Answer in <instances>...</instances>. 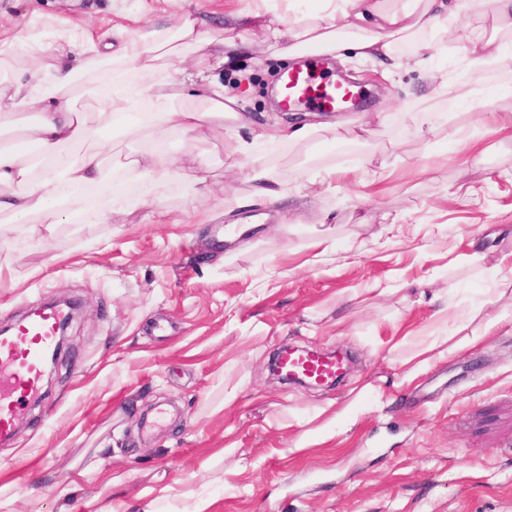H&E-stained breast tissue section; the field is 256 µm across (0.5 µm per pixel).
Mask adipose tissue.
<instances>
[{"instance_id":"obj_1","label":"adipose tissue","mask_w":512,"mask_h":512,"mask_svg":"<svg viewBox=\"0 0 512 512\" xmlns=\"http://www.w3.org/2000/svg\"><path fill=\"white\" fill-rule=\"evenodd\" d=\"M452 12L450 0H414L410 6L399 0H318L317 8L295 22L265 26V48L282 58L302 46L341 55L351 51L391 68L401 63L395 51L399 40L415 39L417 53L431 52L426 32L442 26ZM206 24L203 14L185 11L168 31L138 37L122 26L97 33L58 25L45 34L0 40V55L16 72L10 84L0 83V237L32 222L102 224L120 213L125 200L113 190L112 168L97 148L112 128L122 125L139 133L164 125L177 133L203 134L236 118L233 98L207 78L209 56L199 49ZM46 35L61 44L79 42L83 59L77 67L55 66L26 79ZM186 59L199 81V109L180 105L181 85L172 77L176 64ZM317 132L358 145L373 134L367 123L345 128L330 120L292 121L264 138L302 143ZM235 152L251 183L250 193L235 199L237 209L284 197V182L257 152L255 140L239 139ZM120 170L145 196L174 180L191 190L208 184L203 162H177L160 142L127 158ZM503 321L499 314L469 311L453 329L456 341L439 351V358L474 348Z\"/></svg>"}]
</instances>
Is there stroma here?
Segmentation results:
<instances>
[{
	"mask_svg": "<svg viewBox=\"0 0 512 512\" xmlns=\"http://www.w3.org/2000/svg\"><path fill=\"white\" fill-rule=\"evenodd\" d=\"M250 5L0 0V31L66 22L149 33L196 10L214 42ZM462 34L450 15L431 60L409 55L387 74L353 57L321 65L364 91L344 119H387L350 157L259 140L288 186L254 209L259 231L224 240L225 207L250 191L234 148L279 119L291 62L264 52L254 28L252 54L209 72L247 125L153 132L173 158L207 161L212 192L174 182L108 224H36L0 239V324L53 297L82 308L40 405L0 442V512H191L198 501L207 512H512V325L404 381L412 356L451 333L442 306L512 313V129L499 122L512 90L488 115L431 80L439 69L468 84ZM418 105L438 128L415 125ZM320 237L331 250L313 248ZM285 344L341 346L355 364L334 387L283 385L265 365ZM360 389L354 423L322 440L319 411Z\"/></svg>",
	"mask_w": 512,
	"mask_h": 512,
	"instance_id": "35a3bbf8",
	"label": "stroma"
}]
</instances>
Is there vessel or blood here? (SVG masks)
Returning a JSON list of instances; mask_svg holds the SVG:
<instances>
[{"label": "vessel or blood", "instance_id": "b4317fda", "mask_svg": "<svg viewBox=\"0 0 512 512\" xmlns=\"http://www.w3.org/2000/svg\"><path fill=\"white\" fill-rule=\"evenodd\" d=\"M354 91L331 84L312 69L290 71L284 84L282 106L291 109L296 103L317 108L336 109ZM59 315L42 309L0 336V439L9 437L26 401L38 392L45 358L55 346ZM280 366L292 376L316 382L335 377L336 359L292 349H284Z\"/></svg>", "mask_w": 512, "mask_h": 512}]
</instances>
